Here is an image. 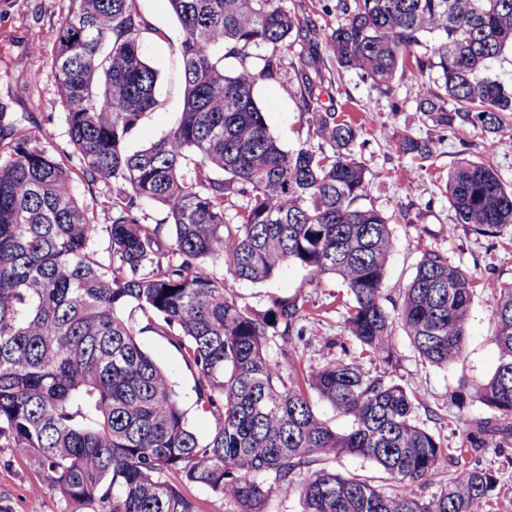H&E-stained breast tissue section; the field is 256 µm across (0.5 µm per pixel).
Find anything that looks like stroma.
Wrapping results in <instances>:
<instances>
[{
	"label": "stroma",
	"instance_id": "stroma-1",
	"mask_svg": "<svg viewBox=\"0 0 512 512\" xmlns=\"http://www.w3.org/2000/svg\"><path fill=\"white\" fill-rule=\"evenodd\" d=\"M66 6L67 0H0V152L11 139L25 136L34 146L76 169L79 157L69 138L52 69L54 46L47 38L63 20ZM138 6L156 30L146 41V55L159 73V104L131 135L129 147L133 150L166 134L183 100L181 62L170 47L182 30L169 0H138ZM321 80L324 107L350 113L361 124L362 143L357 153L371 185L368 201L392 218L395 245L384 289L386 307L399 304L400 288L411 281L428 251L443 253L474 279L476 288L461 359L447 368L426 365L400 331L395 337L393 362L387 369L389 378L414 390L425 402L427 409L419 414L421 422L447 437L449 447H460L466 443L462 419L487 412L471 399L467 385L489 379L498 362L489 287L512 283V228L491 238L457 223L448 206L445 182L449 168L468 158L490 164L502 182L512 187V122L493 134V148L486 153L481 130L468 124L442 130L418 112L420 101L436 89L431 77L414 72L397 77L387 97L355 74L338 72L331 61L323 65ZM255 96L270 133L283 147H318V138L298 109L296 85L291 79L258 83ZM407 131L433 142V155L422 164H414L396 147L398 135ZM211 268L223 277L240 306L255 311L264 310L271 295L305 297L317 319L297 350L302 367H318L341 356L340 347L331 343L343 330L337 302L345 298L346 289L338 279L327 277L316 285L308 282L304 270L291 265L272 282L253 284L227 277L223 261H213ZM137 340L169 373L191 428L199 436H207L215 417L200 411L194 371L181 351L168 337L150 329L139 333ZM466 460L498 481L499 496L483 502L479 512H504L505 498L512 497V439L467 453ZM43 484V475L29 467L23 452L1 438L0 512H28L29 493L35 488L43 491L40 512H67L65 502L45 491Z\"/></svg>",
	"mask_w": 512,
	"mask_h": 512
}]
</instances>
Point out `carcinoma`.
Wrapping results in <instances>:
<instances>
[{"mask_svg": "<svg viewBox=\"0 0 512 512\" xmlns=\"http://www.w3.org/2000/svg\"><path fill=\"white\" fill-rule=\"evenodd\" d=\"M136 2L68 0L50 34L77 179L112 182L109 223L91 220L71 168L28 139L0 160V437L69 512H199L168 480L173 472L237 512H265L269 479L297 486L303 512H478L495 477L421 425L413 390L363 365L392 361L398 323L422 362L459 360L471 278L427 252L397 314L386 308L394 237L390 218L363 203L362 127L323 109L311 73L326 53L388 96L412 66L435 75L438 91L419 106L427 120L493 133L512 118V86L492 74L512 51V0H336L342 21L324 43L282 0H169L183 32V105L166 135L131 150L130 134L158 105L145 55L155 29ZM296 46L290 68L300 112L322 141L316 149L283 148L255 98L258 82L280 78L281 49ZM261 47L271 51L255 53ZM398 149L413 160L432 152L409 132ZM446 194L458 223L479 234L512 226V188L484 162L458 161ZM149 205L165 212L160 222H146ZM211 257L251 283L287 264L312 281L339 278L351 298L346 335L328 345L344 356L305 369L274 352L305 336L307 300L272 296L262 313L241 307ZM491 300L498 364L468 390L493 416L464 420L473 448L512 434V283L491 287ZM140 321L195 369L197 404L217 417L206 438L137 341ZM321 404L350 429L333 428ZM342 455L380 467L385 486L336 473L330 464ZM436 482L431 497L419 493Z\"/></svg>", "mask_w": 512, "mask_h": 512, "instance_id": "carcinoma-1", "label": "carcinoma"}]
</instances>
